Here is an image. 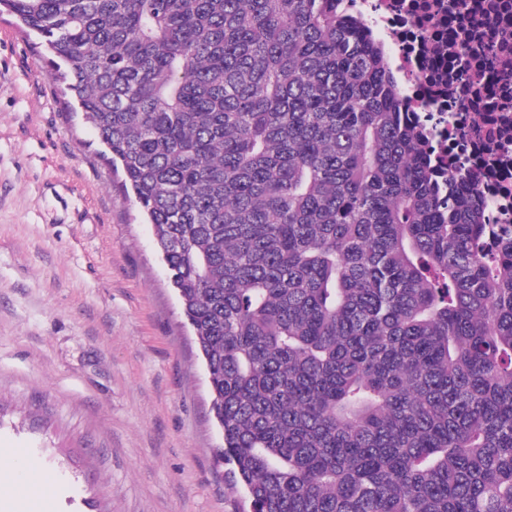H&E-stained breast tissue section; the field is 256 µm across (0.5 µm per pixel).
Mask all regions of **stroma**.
I'll use <instances>...</instances> for the list:
<instances>
[{
  "label": "stroma",
  "mask_w": 512,
  "mask_h": 512,
  "mask_svg": "<svg viewBox=\"0 0 512 512\" xmlns=\"http://www.w3.org/2000/svg\"><path fill=\"white\" fill-rule=\"evenodd\" d=\"M0 16V449L53 479L0 512H249L154 230Z\"/></svg>",
  "instance_id": "35a3bbf8"
}]
</instances>
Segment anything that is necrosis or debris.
<instances>
[{
    "label": "necrosis or debris",
    "mask_w": 512,
    "mask_h": 512,
    "mask_svg": "<svg viewBox=\"0 0 512 512\" xmlns=\"http://www.w3.org/2000/svg\"><path fill=\"white\" fill-rule=\"evenodd\" d=\"M384 49L402 111L441 196L471 195L486 224L512 225V0H352Z\"/></svg>",
    "instance_id": "1"
}]
</instances>
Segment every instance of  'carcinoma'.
<instances>
[{"label": "carcinoma", "mask_w": 512, "mask_h": 512, "mask_svg": "<svg viewBox=\"0 0 512 512\" xmlns=\"http://www.w3.org/2000/svg\"><path fill=\"white\" fill-rule=\"evenodd\" d=\"M346 0H0L121 173L250 512H512V226L443 203Z\"/></svg>", "instance_id": "carcinoma-1"}]
</instances>
